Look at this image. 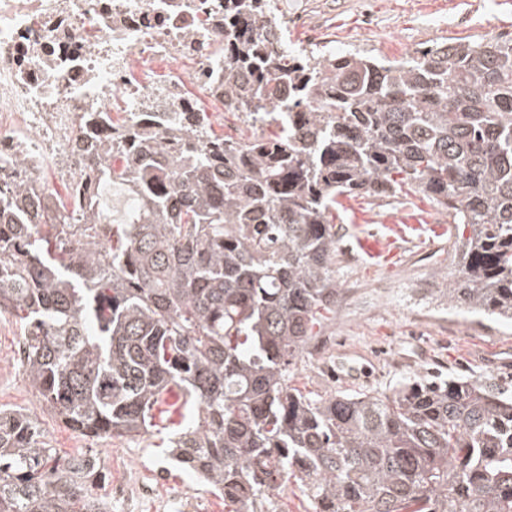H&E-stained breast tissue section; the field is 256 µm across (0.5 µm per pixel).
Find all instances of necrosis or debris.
I'll list each match as a JSON object with an SVG mask.
<instances>
[{
    "instance_id": "necrosis-or-debris-1",
    "label": "necrosis or debris",
    "mask_w": 512,
    "mask_h": 512,
    "mask_svg": "<svg viewBox=\"0 0 512 512\" xmlns=\"http://www.w3.org/2000/svg\"><path fill=\"white\" fill-rule=\"evenodd\" d=\"M202 96L224 101V0H0V185L49 172L107 195L83 177L107 161L75 146L85 115L113 148L133 127L175 147Z\"/></svg>"
}]
</instances>
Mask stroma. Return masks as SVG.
Segmentation results:
<instances>
[{"label": "stroma", "mask_w": 512, "mask_h": 512, "mask_svg": "<svg viewBox=\"0 0 512 512\" xmlns=\"http://www.w3.org/2000/svg\"><path fill=\"white\" fill-rule=\"evenodd\" d=\"M265 10L295 21L287 27L289 47L319 53H360L401 59L451 38L512 40V0H266ZM414 218L421 224L445 223L437 207L423 194L358 195L344 199L336 216L338 256L333 277L337 288L370 289L386 281L396 288L389 308L362 314L356 306L337 302L336 315L326 322L317 340L303 352L292 384L311 395L357 392L387 393L404 378L418 372L433 376L479 377L489 374L512 378V324L486 322L472 314H456L455 324L433 320L431 327L412 334L404 311L411 303L430 306L433 277L424 266L448 264V239L406 244L398 259L372 266L356 258L358 232H383L385 225ZM20 324L10 313L0 314V405L20 408L37 416L51 447L59 454L74 453L82 437L51 417L36 391L13 360V344ZM344 334L348 363L374 366L373 380H330L323 365L335 336ZM160 435L127 440L106 438L93 448L105 467L128 462L135 479L159 484L158 495L112 512H224V500L182 469L173 467L160 447Z\"/></svg>", "instance_id": "stroma-1"}]
</instances>
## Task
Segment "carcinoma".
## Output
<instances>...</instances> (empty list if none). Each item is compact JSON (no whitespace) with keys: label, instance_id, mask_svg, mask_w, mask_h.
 Segmentation results:
<instances>
[{"label":"carcinoma","instance_id":"cac0c4a2","mask_svg":"<svg viewBox=\"0 0 512 512\" xmlns=\"http://www.w3.org/2000/svg\"><path fill=\"white\" fill-rule=\"evenodd\" d=\"M265 0H224V111L189 116L90 170L135 195L125 221L46 186L0 188V312L46 410L92 440L134 439L180 392L167 457L260 512L293 477L313 512H512V384L429 381L313 397L296 359L336 312V210L407 189L456 225L438 306L512 322V41L453 38L402 60L288 46ZM97 455H61L0 408V512H112Z\"/></svg>","mask_w":512,"mask_h":512}]
</instances>
